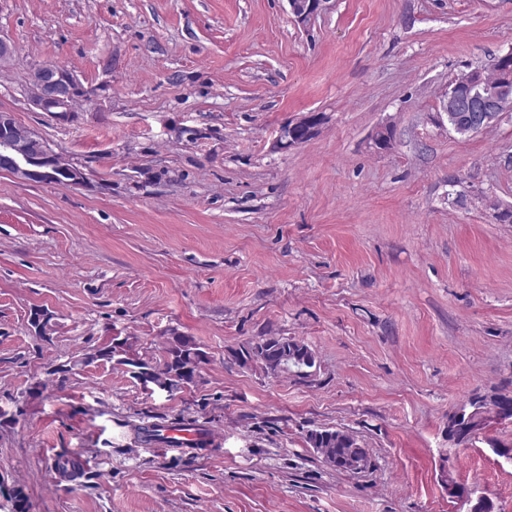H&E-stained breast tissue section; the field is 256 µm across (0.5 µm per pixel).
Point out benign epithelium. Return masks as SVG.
<instances>
[{"label":"benign epithelium","mask_w":512,"mask_h":512,"mask_svg":"<svg viewBox=\"0 0 512 512\" xmlns=\"http://www.w3.org/2000/svg\"><path fill=\"white\" fill-rule=\"evenodd\" d=\"M288 2L294 21L304 27L322 11L326 0ZM93 94L77 75L56 63L41 64L30 75L28 103L39 112L66 114L72 111L77 96L89 101ZM444 110L456 129L479 132L497 125L504 114L512 112V68L500 70L494 82L487 81L479 67L463 72L448 83ZM50 161L60 169L68 165L63 155L37 131L18 123L12 112L0 110V170L22 183H41L45 176L42 167ZM507 420L512 421L510 409L481 413L472 420L465 434L448 438V444L468 447L486 430L499 427ZM443 474L448 497L456 500L457 512H471L472 500L484 498L477 487L458 482L450 470H443Z\"/></svg>","instance_id":"7a95c632"}]
</instances>
